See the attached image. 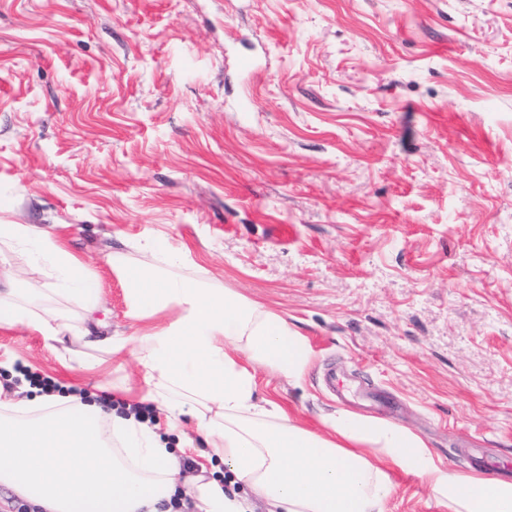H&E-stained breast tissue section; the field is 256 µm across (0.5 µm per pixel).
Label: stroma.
Listing matches in <instances>:
<instances>
[{
  "label": "stroma",
  "mask_w": 512,
  "mask_h": 512,
  "mask_svg": "<svg viewBox=\"0 0 512 512\" xmlns=\"http://www.w3.org/2000/svg\"><path fill=\"white\" fill-rule=\"evenodd\" d=\"M257 69L239 73V55ZM49 228L132 336L112 267L167 248L304 336L259 396L318 430L342 407L443 465L512 482V0H0V224ZM27 305L46 266L11 253ZM69 370L0 328V393L28 371L82 396L142 386L133 356ZM388 512H448L392 470Z\"/></svg>",
  "instance_id": "35a3bbf8"
}]
</instances>
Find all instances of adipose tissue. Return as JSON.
<instances>
[{
	"label": "adipose tissue",
	"mask_w": 512,
	"mask_h": 512,
	"mask_svg": "<svg viewBox=\"0 0 512 512\" xmlns=\"http://www.w3.org/2000/svg\"><path fill=\"white\" fill-rule=\"evenodd\" d=\"M34 246L53 279L69 285L74 307L93 314L97 283L48 232L0 224V239ZM112 265L128 284L136 337L106 336L88 347L111 355L133 349L144 400L164 412L168 433L183 416L217 464L185 493L194 512H252L228 497L221 477L247 484L267 512H387L390 468L418 476L448 512H512V483L444 466L410 429L339 408L309 430L275 400L258 398L257 369L299 381L310 362L306 340L278 314L241 295L211 287L206 270L174 275L142 264ZM16 273L0 252V327L18 324L54 345L71 329L68 311L20 306ZM177 309L172 322L161 314ZM161 433L135 415L59 392L0 399V485L43 512H160L176 491L181 458Z\"/></svg>",
	"instance_id": "ef3b65f1"
}]
</instances>
